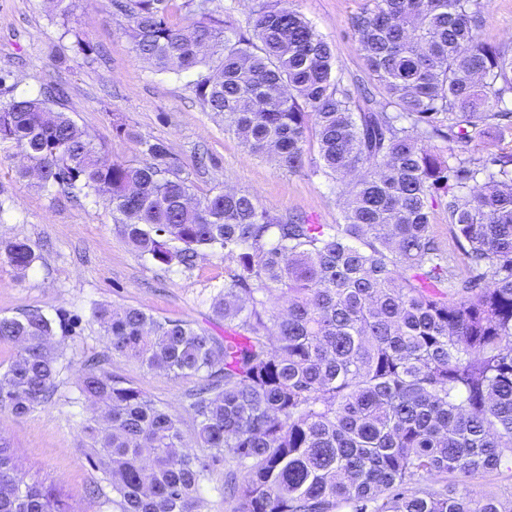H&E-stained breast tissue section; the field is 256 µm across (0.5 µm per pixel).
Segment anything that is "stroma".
Returning <instances> with one entry per match:
<instances>
[{
    "label": "stroma",
    "mask_w": 512,
    "mask_h": 512,
    "mask_svg": "<svg viewBox=\"0 0 512 512\" xmlns=\"http://www.w3.org/2000/svg\"><path fill=\"white\" fill-rule=\"evenodd\" d=\"M241 32L248 31L262 0H177L182 11L199 3ZM293 6L335 49L345 83L367 79L357 38L350 26L366 0H292ZM481 38L512 48V0H487ZM126 19L110 0H71L68 15L52 12L49 0H0V101L37 94L41 84H58L64 110L107 157L146 161L142 141H160L193 183L195 195L231 189L257 197L277 214H300L318 224H336L341 208L329 180L316 173V146H308L304 167L288 171L257 156L224 132L221 117L208 112L187 78L160 74L137 55L124 34ZM94 51L77 55L76 38ZM120 114L142 140L114 137L112 116ZM16 158L0 157V239L31 243L38 255L33 272L18 278L0 263V316L31 309L62 311L76 320L61 349L65 368L52 401L25 416L0 410V436L15 451L29 478L55 485L74 512H115L112 490L100 482L81 448V421L90 412L78 403L83 363L104 356V367L177 416L187 448H195L196 423L188 411L194 379H176L107 351L90 321L98 305L138 307L179 319L223 337L224 321L211 309L224 287V258L205 253L193 268H161L138 256L112 221V209L92 197L69 199L18 178Z\"/></svg>",
    "instance_id": "35a3bbf8"
}]
</instances>
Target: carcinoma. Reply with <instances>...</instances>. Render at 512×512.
Masks as SVG:
<instances>
[{
    "instance_id": "carcinoma-1",
    "label": "carcinoma",
    "mask_w": 512,
    "mask_h": 512,
    "mask_svg": "<svg viewBox=\"0 0 512 512\" xmlns=\"http://www.w3.org/2000/svg\"><path fill=\"white\" fill-rule=\"evenodd\" d=\"M171 2L111 0L131 48L161 74H194L203 106L252 153L294 172L315 141L342 222L273 214L232 190L196 197L165 144L118 118L114 136L150 160L104 157L49 91L0 103V152L24 156L19 176L103 199L157 265L224 256L211 302L222 341L137 307L91 310L112 352L199 380L192 453L175 415L84 363L79 400L101 415L82 422L83 451L112 506L196 512L223 461L234 512H512V499L428 484L512 472V54L479 37L482 0H367L351 28L370 84L351 86L289 0H265L249 35L203 2L174 21ZM486 137L508 147L465 156ZM434 208L448 214V250ZM38 259L29 242L0 240L21 277ZM69 326L40 309L0 316L15 349L0 409L25 416L53 398ZM0 512H71L3 440Z\"/></svg>"
}]
</instances>
